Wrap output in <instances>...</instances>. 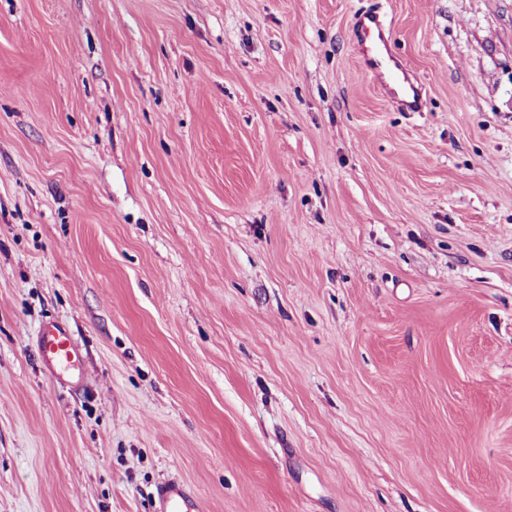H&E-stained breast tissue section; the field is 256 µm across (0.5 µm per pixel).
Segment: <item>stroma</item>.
Returning <instances> with one entry per match:
<instances>
[{"label": "stroma", "mask_w": 512, "mask_h": 512, "mask_svg": "<svg viewBox=\"0 0 512 512\" xmlns=\"http://www.w3.org/2000/svg\"><path fill=\"white\" fill-rule=\"evenodd\" d=\"M169 480L512 512V0H0V512ZM357 40L362 49L363 66L366 73L385 85L390 92L394 103L401 104L406 112H418L423 107V92L421 88L411 83L402 67L393 58L388 47L387 39L383 33L380 15L376 12H365L358 16L356 21ZM374 41L383 47L380 48ZM385 51L389 61L394 64V69L388 67ZM403 81L409 84L407 94L410 100L399 99L395 89L390 88V84L400 85L401 75ZM37 349L44 365L54 376L78 369L80 349L66 325L53 322L37 337Z\"/></svg>", "instance_id": "obj_1"}]
</instances>
